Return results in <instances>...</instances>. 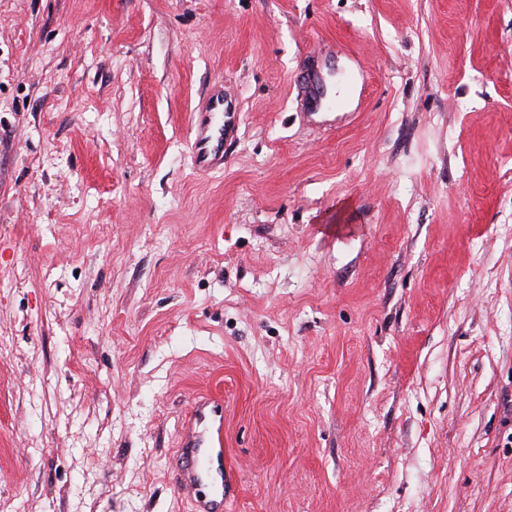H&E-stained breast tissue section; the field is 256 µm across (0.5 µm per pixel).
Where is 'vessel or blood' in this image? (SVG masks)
Returning a JSON list of instances; mask_svg holds the SVG:
<instances>
[{
    "mask_svg": "<svg viewBox=\"0 0 512 512\" xmlns=\"http://www.w3.org/2000/svg\"><path fill=\"white\" fill-rule=\"evenodd\" d=\"M234 114L222 96L209 99L205 109L192 120L191 151L195 169L203 174L224 165V141ZM224 453V399L206 394L194 403L192 416L183 431L181 454L184 467L174 477L175 488L194 503L195 512H222L224 484L213 482L203 459Z\"/></svg>",
    "mask_w": 512,
    "mask_h": 512,
    "instance_id": "b4317fda",
    "label": "vessel or blood"
}]
</instances>
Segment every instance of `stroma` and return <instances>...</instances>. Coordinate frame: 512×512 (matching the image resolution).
<instances>
[{"label":"stroma","instance_id":"1","mask_svg":"<svg viewBox=\"0 0 512 512\" xmlns=\"http://www.w3.org/2000/svg\"><path fill=\"white\" fill-rule=\"evenodd\" d=\"M0 339V512H512V0H0ZM234 112L224 104V97H211L192 120L191 151L195 169L203 174L224 167V140L234 123ZM191 414L182 433L180 451L184 468L175 474V488L194 502L193 511L222 512L224 477L221 473L220 482H212V476L203 467L202 458L219 460L224 454V399L214 394L203 395L194 403ZM204 485L209 486L207 493L202 491ZM207 503L212 504L207 507Z\"/></svg>","mask_w":512,"mask_h":512}]
</instances>
